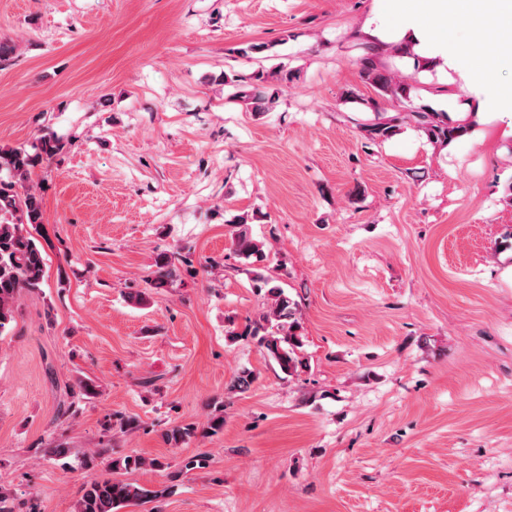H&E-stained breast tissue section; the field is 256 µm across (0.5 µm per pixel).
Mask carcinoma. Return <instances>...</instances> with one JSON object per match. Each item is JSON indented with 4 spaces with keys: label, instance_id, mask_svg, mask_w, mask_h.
<instances>
[{
    "label": "carcinoma",
    "instance_id": "obj_1",
    "mask_svg": "<svg viewBox=\"0 0 512 512\" xmlns=\"http://www.w3.org/2000/svg\"><path fill=\"white\" fill-rule=\"evenodd\" d=\"M364 77L383 96L407 98L406 87L380 72L372 57L362 59ZM299 78V72L283 64L264 70L254 71L248 78L237 80L224 76L226 83H236L235 100L247 111L255 114L272 112L277 107L280 95L288 85ZM347 103H359L375 112L374 122L364 126L367 138L371 141H385L399 131V117L385 118L380 112L379 102L366 99L355 91L344 94ZM418 125L424 129L435 143L444 144L458 134V129L450 126L448 115L434 112L424 107L412 113ZM61 149L58 139L46 134L40 144L30 152L24 148L0 149V172H6L8 180L0 181V334L15 320L17 298L24 292H35L40 288L44 275V257L40 247L27 226L43 224L41 199L28 187L33 171L50 160ZM253 217L247 213L234 216L229 231L235 252L246 259L263 258L262 249L250 236L247 224ZM177 257L161 255L155 261V269L148 276V283L161 288L170 286L180 277L176 265ZM257 289L265 292L267 306L255 320L249 321L240 332L228 331L232 340L250 338L256 342L266 356L287 375L293 376L306 366L302 355L304 345L301 317L298 304L284 289L262 272H254ZM255 374L250 370L239 372L229 385L231 392H244L252 385ZM224 427L223 410L218 409L208 419L205 426H175L165 433L168 444L179 447L196 434L215 435ZM139 428L138 421L120 414L112 415L105 424V430L118 429L123 433ZM207 458L198 454L184 459L179 468L171 473L176 480L183 474L206 467ZM109 465L114 470H132L155 465L140 456H118ZM167 488H148L135 482L116 481L99 478L88 481L81 497L77 500L74 512H118L128 506L150 503L164 497Z\"/></svg>",
    "mask_w": 512,
    "mask_h": 512
}]
</instances>
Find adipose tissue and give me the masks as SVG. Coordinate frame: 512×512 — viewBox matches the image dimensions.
<instances>
[{
	"label": "adipose tissue",
	"instance_id": "adipose-tissue-1",
	"mask_svg": "<svg viewBox=\"0 0 512 512\" xmlns=\"http://www.w3.org/2000/svg\"><path fill=\"white\" fill-rule=\"evenodd\" d=\"M378 10L399 17L393 37L426 59H455L474 87L490 85L497 67L512 66V0H380Z\"/></svg>",
	"mask_w": 512,
	"mask_h": 512
}]
</instances>
